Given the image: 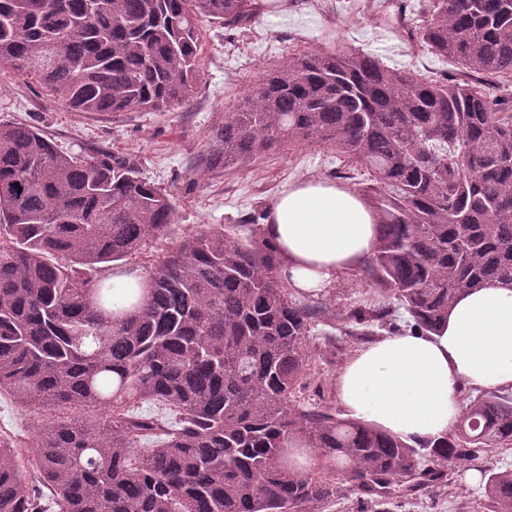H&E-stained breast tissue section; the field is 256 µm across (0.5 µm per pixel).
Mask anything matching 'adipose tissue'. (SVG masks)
Masks as SVG:
<instances>
[{
    "mask_svg": "<svg viewBox=\"0 0 512 512\" xmlns=\"http://www.w3.org/2000/svg\"><path fill=\"white\" fill-rule=\"evenodd\" d=\"M375 228L354 190L308 178L279 191L261 234L277 250L278 277L318 294L372 255ZM465 386L512 388V288L461 296L431 335L390 334L357 349L336 378L347 418L411 445L447 436Z\"/></svg>",
    "mask_w": 512,
    "mask_h": 512,
    "instance_id": "ef3b65f1",
    "label": "adipose tissue"
}]
</instances>
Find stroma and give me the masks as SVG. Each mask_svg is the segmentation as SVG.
Masks as SVG:
<instances>
[{
	"label": "stroma",
	"instance_id": "1",
	"mask_svg": "<svg viewBox=\"0 0 512 512\" xmlns=\"http://www.w3.org/2000/svg\"><path fill=\"white\" fill-rule=\"evenodd\" d=\"M374 0H290L287 11L258 15L249 27L225 38L214 21L201 24L196 59L198 79L188 102L163 112H76L18 73L0 70V123L23 122L42 129L57 147L83 158L109 156L133 165L169 196L175 209L167 234L149 242L139 266L157 262L182 237L206 226L233 228L256 208L269 207L290 182L328 176L338 162L332 154L301 146L257 160L221 176H202L196 167L210 133L237 99L289 56L311 51L370 52L393 69H448L446 59L414 53L406 41L373 18ZM360 267L326 292L301 294V301L333 312L377 299ZM312 384L300 402L340 412L336 375L363 339L328 334L316 324L309 339ZM467 468L448 466L444 480L395 502L392 512H488L481 484H470Z\"/></svg>",
	"mask_w": 512,
	"mask_h": 512
}]
</instances>
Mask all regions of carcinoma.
Segmentation results:
<instances>
[{"label": "carcinoma", "mask_w": 512, "mask_h": 512, "mask_svg": "<svg viewBox=\"0 0 512 512\" xmlns=\"http://www.w3.org/2000/svg\"><path fill=\"white\" fill-rule=\"evenodd\" d=\"M256 0H0V68L77 112L187 101L199 21L242 29ZM453 69L395 70L363 53L291 56L211 131L204 175L315 146L344 159L376 215L367 302L328 319L349 336L389 324L436 332L456 299L512 287V0H418L380 14ZM206 227L139 282L112 277L174 221L168 195L130 165L65 153L0 123V394L78 416L36 430L33 468L0 437V512H324L342 496L299 442L382 507L436 485L481 448L512 447V389L470 398L448 437L419 448L295 400L309 384L314 311L292 299L261 235ZM512 512V469L485 477Z\"/></svg>", "instance_id": "carcinoma-1"}]
</instances>
